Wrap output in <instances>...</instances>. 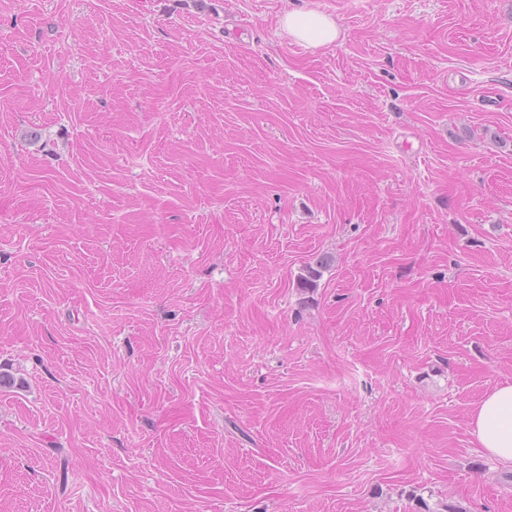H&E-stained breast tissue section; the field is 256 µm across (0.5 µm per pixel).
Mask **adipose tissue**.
Returning <instances> with one entry per match:
<instances>
[{
  "label": "adipose tissue",
  "instance_id": "1",
  "mask_svg": "<svg viewBox=\"0 0 512 512\" xmlns=\"http://www.w3.org/2000/svg\"><path fill=\"white\" fill-rule=\"evenodd\" d=\"M281 24L293 39L311 47L332 44L339 37L335 21L317 11L287 12ZM470 428L490 456L512 464V384L486 393L471 414Z\"/></svg>",
  "mask_w": 512,
  "mask_h": 512
}]
</instances>
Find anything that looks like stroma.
Returning a JSON list of instances; mask_svg holds the SVG:
<instances>
[{"label": "stroma", "mask_w": 512, "mask_h": 512, "mask_svg": "<svg viewBox=\"0 0 512 512\" xmlns=\"http://www.w3.org/2000/svg\"><path fill=\"white\" fill-rule=\"evenodd\" d=\"M0 372V512H512V0H0ZM281 24L293 39L311 47L332 44L339 37L336 22L317 11H288ZM470 432L480 448L512 464V384L489 390L471 414Z\"/></svg>", "instance_id": "1"}]
</instances>
